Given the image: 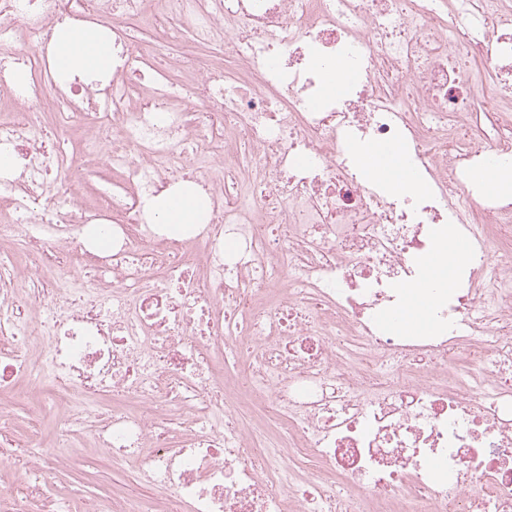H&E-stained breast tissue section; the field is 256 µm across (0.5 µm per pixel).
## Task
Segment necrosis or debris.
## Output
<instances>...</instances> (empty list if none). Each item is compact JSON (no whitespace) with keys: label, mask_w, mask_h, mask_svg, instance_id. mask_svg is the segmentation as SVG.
Here are the masks:
<instances>
[{"label":"necrosis or debris","mask_w":512,"mask_h":512,"mask_svg":"<svg viewBox=\"0 0 512 512\" xmlns=\"http://www.w3.org/2000/svg\"><path fill=\"white\" fill-rule=\"evenodd\" d=\"M92 25L111 77L62 80L57 29ZM4 99L0 398L50 384L63 436L170 512H512V190L476 177L512 166V0H0ZM374 148L416 191L359 166ZM105 163L98 254L79 174ZM184 181L207 226L159 236L145 204ZM450 236L470 265L429 289L432 332L392 327ZM35 458L13 512H71Z\"/></svg>","instance_id":"necrosis-or-debris-1"}]
</instances>
